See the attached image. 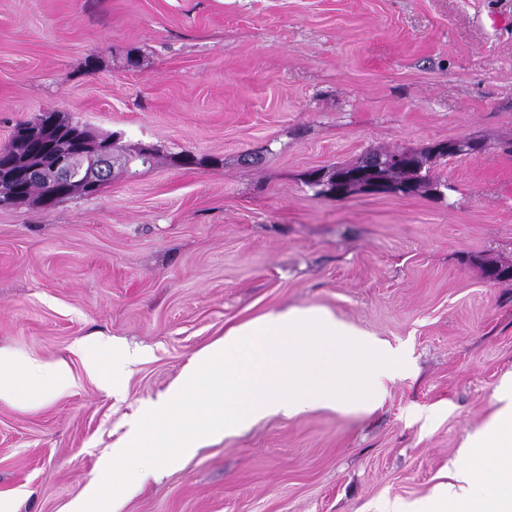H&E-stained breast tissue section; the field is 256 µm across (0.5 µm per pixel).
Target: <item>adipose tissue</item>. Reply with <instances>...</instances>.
Masks as SVG:
<instances>
[{"mask_svg":"<svg viewBox=\"0 0 512 512\" xmlns=\"http://www.w3.org/2000/svg\"><path fill=\"white\" fill-rule=\"evenodd\" d=\"M68 379L65 360H20L0 349V397H46ZM493 398L497 409L469 435L465 462L449 465L448 484L422 512H512V374L500 379Z\"/></svg>","mask_w":512,"mask_h":512,"instance_id":"ef3b65f1","label":"adipose tissue"}]
</instances>
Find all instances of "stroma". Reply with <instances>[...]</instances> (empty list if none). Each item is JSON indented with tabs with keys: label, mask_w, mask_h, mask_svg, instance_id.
<instances>
[{
	"label": "stroma",
	"mask_w": 512,
	"mask_h": 512,
	"mask_svg": "<svg viewBox=\"0 0 512 512\" xmlns=\"http://www.w3.org/2000/svg\"><path fill=\"white\" fill-rule=\"evenodd\" d=\"M46 112L119 149L96 194L0 204V349L71 369L0 398V512H66L196 354L290 307L403 358L378 407L260 419L119 512H389L447 483L512 372V280L480 267L512 264V0H0V148ZM462 138L482 150L434 165L442 200L304 183ZM87 340L140 357L93 373ZM304 183L308 187H310L311 189L314 190L316 196H321V191H322L324 193L323 194L324 197L336 198V199L345 198V197L349 196V193H351V192L376 195L379 193V190L383 189L378 184L368 183V184L357 185V186L349 189L347 192L341 193L337 188L336 189L335 188H324L321 191H319L318 189L316 190V188L321 185V182H319L318 180L307 181L304 179Z\"/></svg>",
	"instance_id": "stroma-1"
}]
</instances>
